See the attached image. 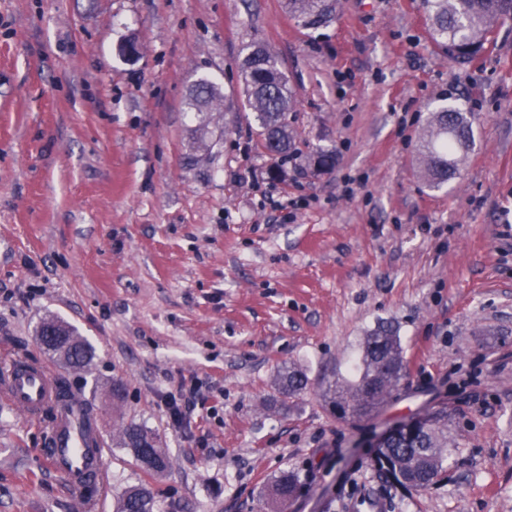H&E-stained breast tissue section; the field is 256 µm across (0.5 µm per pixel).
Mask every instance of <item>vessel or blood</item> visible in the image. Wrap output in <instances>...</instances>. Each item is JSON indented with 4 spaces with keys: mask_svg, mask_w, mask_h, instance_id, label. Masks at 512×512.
I'll use <instances>...</instances> for the list:
<instances>
[{
    "mask_svg": "<svg viewBox=\"0 0 512 512\" xmlns=\"http://www.w3.org/2000/svg\"><path fill=\"white\" fill-rule=\"evenodd\" d=\"M55 379L38 361L13 360L0 370V398L21 410L31 420L40 419L53 400ZM42 455L51 468L62 473L75 493L91 478L104 481L107 460L102 445H90L88 431L79 411L52 422Z\"/></svg>",
    "mask_w": 512,
    "mask_h": 512,
    "instance_id": "1",
    "label": "vessel or blood"
}]
</instances>
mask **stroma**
<instances>
[{"instance_id":"1","label":"stroma","mask_w":512,"mask_h":512,"mask_svg":"<svg viewBox=\"0 0 512 512\" xmlns=\"http://www.w3.org/2000/svg\"><path fill=\"white\" fill-rule=\"evenodd\" d=\"M252 43L296 92L280 166L240 115ZM201 79L223 99L199 142ZM444 99L473 112L475 145L434 191L418 139ZM510 214L512 20L455 63L424 0H340L316 30L284 0H0V367L45 362L92 403L110 460L94 512L142 480L160 512H512ZM50 316L92 344L89 371L44 354ZM381 324L405 376L378 413L341 419L322 389ZM287 367L309 377L292 399ZM184 378L203 387L176 426L162 399ZM434 414L454 444L440 477L421 493L380 478L379 436ZM130 421L167 470L122 447ZM48 432L0 402V512H79L41 462ZM121 444L132 452L146 473H160L169 467V460L157 447L155 436L134 421L122 427Z\"/></svg>"}]
</instances>
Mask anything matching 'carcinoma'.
<instances>
[{
	"instance_id": "cac0c4a2",
	"label": "carcinoma",
	"mask_w": 512,
	"mask_h": 512,
	"mask_svg": "<svg viewBox=\"0 0 512 512\" xmlns=\"http://www.w3.org/2000/svg\"><path fill=\"white\" fill-rule=\"evenodd\" d=\"M434 43L448 58L466 61L484 52L494 41L498 26L512 18V0H424ZM290 14L305 29H318L337 12L339 0H285ZM241 70L245 97L258 128L263 152L281 162L295 155L288 113L293 110L295 93L278 61L259 44L246 47ZM219 89L201 79L190 91L188 106L199 121L197 130L210 124ZM472 113L442 105L429 113L420 137L419 159L423 176L432 188L448 184L459 171L472 145ZM46 353L62 361L72 371H87L94 358L90 343L56 318L43 319L36 328ZM400 339L382 326L363 338L360 358L323 391V397L343 418L361 419L376 411L396 388L403 375ZM281 389L294 396L308 384L299 369L283 372ZM121 444L129 449L147 473H160L169 467L167 456L155 436L144 426L130 421L122 427ZM452 453L448 440V416L423 420L390 437L377 450L372 467L390 476L391 481L416 492L434 481ZM297 476L285 471L271 486L273 498L286 501L296 491ZM152 490L145 484L125 490L116 512H157Z\"/></svg>"
}]
</instances>
